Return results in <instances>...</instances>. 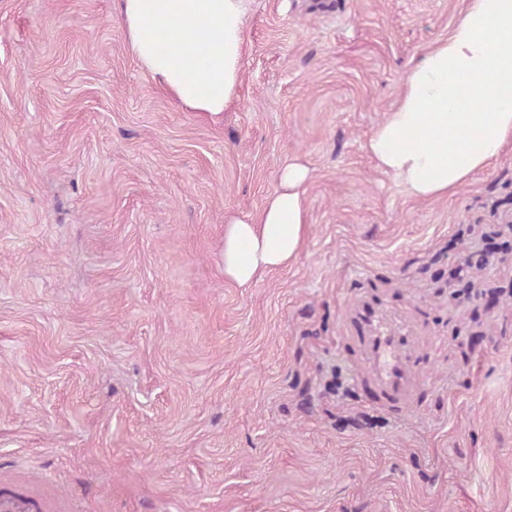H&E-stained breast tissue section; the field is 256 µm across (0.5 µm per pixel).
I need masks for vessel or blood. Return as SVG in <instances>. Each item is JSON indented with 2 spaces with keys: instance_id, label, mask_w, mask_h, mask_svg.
Returning a JSON list of instances; mask_svg holds the SVG:
<instances>
[{
  "instance_id": "1",
  "label": "vessel or blood",
  "mask_w": 512,
  "mask_h": 512,
  "mask_svg": "<svg viewBox=\"0 0 512 512\" xmlns=\"http://www.w3.org/2000/svg\"><path fill=\"white\" fill-rule=\"evenodd\" d=\"M361 320L367 332L366 364L371 384L379 401L389 407L411 404L418 380L411 369L406 351L407 339L393 328L387 315L366 307ZM44 496H29L0 490V512H47Z\"/></svg>"
}]
</instances>
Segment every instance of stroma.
I'll return each instance as SVG.
<instances>
[{
  "mask_svg": "<svg viewBox=\"0 0 512 512\" xmlns=\"http://www.w3.org/2000/svg\"><path fill=\"white\" fill-rule=\"evenodd\" d=\"M467 0H252L220 118L130 55L116 0H0V476L58 512H512V297L448 286L512 220V143L442 200L368 140ZM305 164L296 260L224 275L226 217ZM416 359L380 405L360 311Z\"/></svg>",
  "mask_w": 512,
  "mask_h": 512,
  "instance_id": "35a3bbf8",
  "label": "stroma"
}]
</instances>
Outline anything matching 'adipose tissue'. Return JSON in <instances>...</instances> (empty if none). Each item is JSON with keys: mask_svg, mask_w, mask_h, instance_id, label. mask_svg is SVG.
I'll return each instance as SVG.
<instances>
[{"mask_svg": "<svg viewBox=\"0 0 512 512\" xmlns=\"http://www.w3.org/2000/svg\"><path fill=\"white\" fill-rule=\"evenodd\" d=\"M250 0H119L139 65L177 106L221 116L239 80ZM512 141V0H467L446 39L409 68L368 140L379 168L416 199H441ZM307 167L284 168L255 216L224 231V274L244 286L293 261L303 243Z\"/></svg>", "mask_w": 512, "mask_h": 512, "instance_id": "ef3b65f1", "label": "adipose tissue"}]
</instances>
